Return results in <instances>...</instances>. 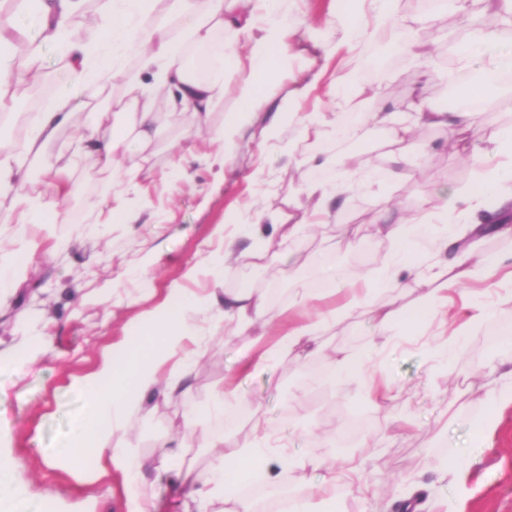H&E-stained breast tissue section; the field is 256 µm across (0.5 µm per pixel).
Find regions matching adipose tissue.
Masks as SVG:
<instances>
[{"instance_id":"adipose-tissue-1","label":"adipose tissue","mask_w":512,"mask_h":512,"mask_svg":"<svg viewBox=\"0 0 512 512\" xmlns=\"http://www.w3.org/2000/svg\"><path fill=\"white\" fill-rule=\"evenodd\" d=\"M38 17V43L29 56L18 57L13 49V25L9 17L0 16V112L8 110L3 89L13 75L29 71L42 46H55L72 75L76 86L93 91L112 83L125 72V61L137 54L141 72L156 76L170 87V106L194 116L197 124L206 123L209 111L224 94L225 82H232L239 108L226 118L227 132H234L245 122L261 96L265 82L277 70L283 56L290 24L276 7L277 0H101V18L105 35L93 42L77 34L73 20L85 0H29ZM248 36L250 46L245 55H233L231 73L217 71L203 78L197 72L195 53L215 60L214 36L217 31ZM145 89L134 83L129 87L128 109L134 112L133 126L95 122L81 139L77 161L93 160L113 164L117 153L133 152L136 145L148 141L156 114L145 103ZM77 106L68 94L47 98L29 120L31 133L14 143V151L36 154L44 149L57 131L73 123ZM379 123L390 126L396 146L394 164L389 168H368V183L385 185L398 180L405 166L412 164L416 145L412 130L416 127L447 129L453 145L463 146L475 167L478 183L498 187L503 172L488 166L485 152L461 142L462 134L478 126L479 115L473 111L440 110L426 99H417L407 122L394 124L390 113H377ZM26 174L0 154V196L8 195L17 211L13 235L20 248L9 258H0V301L11 286L28 270L35 250L27 243V229L51 223L56 214V196H33L25 190ZM303 200H292L287 211L278 212L273 221L280 238L292 239L299 233L297 211L309 209L313 223H323L339 202L331 185L316 183L303 191ZM428 231L427 219L417 213L383 224L380 229L388 253L379 276H365L362 288L350 290L336 315L347 314L368 302L371 293H390L415 289L420 293L418 310L423 317L448 319L449 309L439 307L442 291L464 286L477 276L494 277L501 270H512V253L483 254L482 238L488 234L512 236V225L472 224L466 230L449 225L445 236L435 245L436 259L420 264L412 243ZM456 247L461 258L443 263L441 256ZM310 290L296 284L293 297L279 314H269L268 293L255 288H240L225 294H177L176 301L163 311L148 310L141 314L135 331L104 356L95 371L81 378L79 388L88 403L82 417L62 444L61 457L71 469H81L87 458H94L100 475L121 480L132 512H151L153 475L174 474L178 483L176 512H212L214 502H222L224 512H255L253 501L240 492L253 475L266 483L279 480L281 471L295 467L322 471L321 481L299 485L294 489L289 512H306L304 503L312 496H327L337 481L357 475L361 465L348 459L336 468L325 469L315 457L292 458L287 450L277 448L261 417L253 419V436L238 442L225 438L224 419L212 408L192 411L185 420L186 429L200 435L211 456L204 468L184 462L186 450L180 444L168 446L157 458L144 456L127 438L130 420L142 413L148 398L178 400L191 389L193 366L219 333L230 332L251 339L244 360L269 364L278 357L297 350H307L329 328L330 317L315 311L301 315ZM212 306L222 307L219 321L208 328L197 324L199 314ZM19 460L0 454V512H26L29 499L26 486L16 478Z\"/></svg>"}]
</instances>
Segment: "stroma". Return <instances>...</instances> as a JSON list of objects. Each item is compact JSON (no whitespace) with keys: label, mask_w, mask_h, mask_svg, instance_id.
I'll return each instance as SVG.
<instances>
[{"label":"stroma","mask_w":512,"mask_h":512,"mask_svg":"<svg viewBox=\"0 0 512 512\" xmlns=\"http://www.w3.org/2000/svg\"><path fill=\"white\" fill-rule=\"evenodd\" d=\"M285 8L293 24L285 62L231 141L217 133L236 107L232 92L213 106L209 130L199 132L191 114H170L169 92L158 88L152 101L157 121L144 170L127 184L113 182L111 168L99 164L72 168L54 223L28 230L38 245L35 262L0 305V352H23L36 335L43 342L30 370L0 374V452L24 459L18 477L36 512H126L120 481L96 477L95 460L86 462L81 476L47 461L86 409L76 379L96 369L104 351L133 330L138 314L170 304V288L207 294L217 287H275L281 294L279 303L270 306L275 312L287 306L295 282L318 268L334 293L313 296L312 302L330 309L341 304L340 292L351 287L354 277L384 262L386 248L377 235L378 194L355 187V170L344 160L354 156L369 165L389 166L392 146L385 127L371 115L406 112L421 63L403 58L387 71L384 84H365L363 99L348 93L330 96L327 90L337 80L342 59L358 63L369 50L388 56L391 43L378 39L373 14L355 0H287ZM397 8L398 27L426 22L432 38L426 63L434 73L426 90L434 101L448 96L456 71L442 48L446 38L466 39L468 16L453 0L414 13L406 0H399ZM124 100L120 81L86 95L74 125L61 129L41 154L21 157L27 191L50 190L51 168L67 165L89 117L132 122ZM308 112L322 113L324 126L320 137L305 141L298 119ZM344 112L361 118L342 142L335 128ZM415 136L421 145L418 165L386 191L401 208L428 212L441 194L472 184L475 174L448 149L446 130L421 128ZM312 154L317 163L309 162ZM324 171L342 191L340 216L306 225L293 246V264L281 265L282 244L272 224L256 223L255 217L287 209L314 174ZM116 207L134 211L137 223H113ZM225 234L235 235L239 254L265 244V259L234 262L218 282L205 276L188 279L187 270L219 249ZM354 235L371 243L367 261H358L356 251L348 249ZM479 289L472 283L455 293L453 321L426 320L393 331L387 343L366 307L337 318L315 363L324 364L337 350L370 357L374 375L394 393L388 409L373 404L361 378L336 384L315 380L307 365L288 355L271 365L241 368L249 339L227 335L198 361L186 404L159 403L132 422L129 436L150 456L158 455L162 441L181 437L186 462L204 466L210 451L184 431L182 413L188 404H210L225 375L235 369L246 405L225 420L226 436L250 437L256 405L294 456L313 455L329 464L350 456L366 458L365 474L376 482L377 494L368 502L353 488L337 485L342 512H399L396 498L411 488L419 489L433 512H512V403H492L486 376L489 365L512 356V283L498 287V314L476 321L470 303ZM458 332L464 336V353L441 361L438 345ZM324 437L331 447H321ZM457 455L474 460L461 480L446 473L449 458Z\"/></svg>","instance_id":"obj_1"}]
</instances>
